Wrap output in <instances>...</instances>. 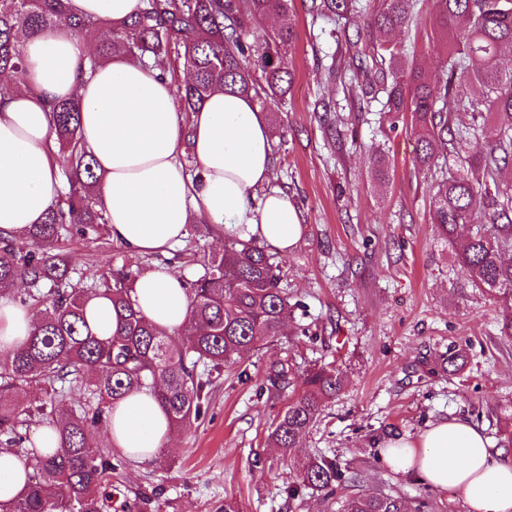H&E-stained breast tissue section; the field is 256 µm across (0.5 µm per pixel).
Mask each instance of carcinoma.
Wrapping results in <instances>:
<instances>
[{
  "instance_id": "1",
  "label": "carcinoma",
  "mask_w": 512,
  "mask_h": 512,
  "mask_svg": "<svg viewBox=\"0 0 512 512\" xmlns=\"http://www.w3.org/2000/svg\"><path fill=\"white\" fill-rule=\"evenodd\" d=\"M419 0H381L369 21V41L356 50L357 69L349 90L357 98L378 101L382 111L399 118L411 113L419 146L417 164L435 174L432 222L445 238L460 226L472 230L460 253L473 286L500 299L506 313L500 335L512 339V194L500 188L496 175L512 163V69L500 57L512 50V0H431L433 50L442 59V73L431 82L414 56L388 40L409 27L418 15ZM357 0H311L310 12L330 23L347 18ZM64 0H0V77L24 84L27 79L23 37L52 31L65 15ZM280 16L281 26L249 44L246 36L261 20ZM288 0H144V8L98 44L92 65L116 55L159 60L183 55L193 80L174 82L184 112L202 107L213 89L230 88L242 95L282 99L291 83L288 48L295 28ZM100 22L72 19L79 36L96 34ZM261 71L265 84L254 79ZM484 89L468 96L472 84ZM80 104L53 106L57 140L67 152L70 189L29 231L30 249L20 252L0 240V294L15 291L24 276L29 291L19 301L36 313L33 331L19 348L0 358V447L25 457L31 468L26 493L0 512H102L112 499L109 477L126 465L124 456L103 451L94 432L106 422V408L128 393L153 392L172 424L182 428L200 418L207 377L236 363L247 350H261L279 339L295 305L280 285L278 264L257 241L224 236V251L214 255L190 288L191 322L175 335L160 330L135 308L133 276L120 273L99 288L79 289L69 276V262L59 249L70 228L96 232L106 223L96 209L94 189L100 177L95 162L81 146ZM472 115L473 125L457 120ZM483 140L478 164L448 168V156L462 157L473 138ZM484 223L475 224V215ZM102 294L112 301L117 333L101 338L91 332L86 302ZM77 386L98 397L104 406L79 417L52 411L55 390H47L38 406L23 393L33 383ZM290 385L288 367L270 364L260 390L278 394ZM344 385L343 373L324 367L303 374L274 430L273 445L284 455L317 422L324 404ZM38 413L58 434L59 447L50 453L23 452L22 418ZM295 480L282 487L289 510L307 494L320 498L322 512H431L421 499L414 506L399 494L364 488L362 477L325 455L297 462Z\"/></svg>"
}]
</instances>
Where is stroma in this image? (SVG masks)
Instances as JSON below:
<instances>
[{
	"mask_svg": "<svg viewBox=\"0 0 512 512\" xmlns=\"http://www.w3.org/2000/svg\"><path fill=\"white\" fill-rule=\"evenodd\" d=\"M378 4L362 0L361 13L331 25L311 18L309 0H290L293 83L278 107L271 147L275 184L303 225L297 245L277 255L281 284L297 306L278 341L212 375L208 408L179 430L167 468L129 462L113 473L112 498L124 512H144L138 496L156 486L163 493L153 512H221L228 495L242 512H281L279 492L295 472L268 436L289 395L259 391L276 360L287 361L294 377L316 364L342 370L343 390L294 456L337 457L362 470L374 491L395 490L410 502L426 496L434 512H468L456 488L425 487L377 457L384 439L416 436L442 418L466 417L493 448L512 453V341L499 333L503 306L473 286L459 259L463 236L443 239L431 222L435 181L416 165L411 115L389 124L359 111L345 87L325 78V65L346 61L350 41ZM391 40L415 43L428 78L438 79L427 10ZM322 99L335 104L340 140L324 133L316 110ZM373 149L382 153L388 180L374 176ZM62 247L73 283L85 289L120 269L142 276L175 267L190 283L218 251L215 235L193 228L164 254L130 255L104 226L68 237ZM454 347L464 349L467 363L442 373L441 357ZM258 456L263 465H254Z\"/></svg>",
	"mask_w": 512,
	"mask_h": 512,
	"instance_id": "stroma-1",
	"label": "stroma"
}]
</instances>
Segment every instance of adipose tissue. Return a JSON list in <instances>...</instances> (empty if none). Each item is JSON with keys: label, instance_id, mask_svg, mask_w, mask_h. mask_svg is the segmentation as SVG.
<instances>
[{"label": "adipose tissue", "instance_id": "adipose-tissue-1", "mask_svg": "<svg viewBox=\"0 0 512 512\" xmlns=\"http://www.w3.org/2000/svg\"><path fill=\"white\" fill-rule=\"evenodd\" d=\"M140 7L141 0H68L66 15L117 28ZM24 52L28 85L0 89V236L25 242L30 227L60 201L52 107L76 99L81 143L101 176L97 207L113 242L127 252H167L197 222L281 251L299 242V213L273 183L267 118L251 98L218 89L186 119L171 78L155 64L122 55L90 67L89 44L62 28L28 37ZM187 150L196 164L192 174L180 160ZM132 298L168 334L190 321L180 271L143 275ZM34 322L30 309L1 297L0 353L18 348ZM108 433L113 448L144 463L175 427L150 392L136 391L112 404ZM383 446L391 469L433 488H457L469 512H512V454L493 450L471 421L442 419L416 437H391Z\"/></svg>", "mask_w": 512, "mask_h": 512}]
</instances>
